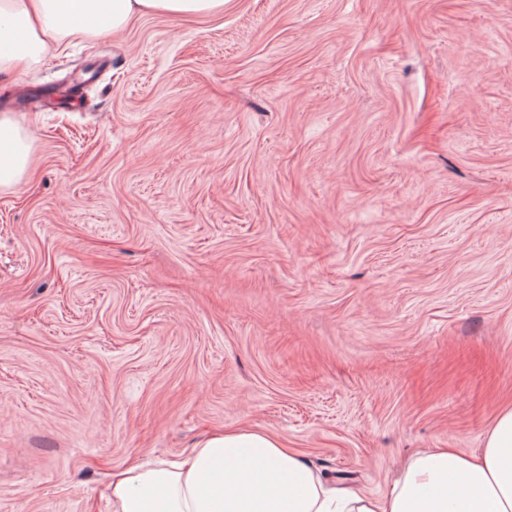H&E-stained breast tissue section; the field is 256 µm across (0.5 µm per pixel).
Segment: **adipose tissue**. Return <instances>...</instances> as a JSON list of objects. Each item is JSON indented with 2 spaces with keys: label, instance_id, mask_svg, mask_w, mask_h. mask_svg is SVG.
<instances>
[{
  "label": "adipose tissue",
  "instance_id": "obj_1",
  "mask_svg": "<svg viewBox=\"0 0 512 512\" xmlns=\"http://www.w3.org/2000/svg\"><path fill=\"white\" fill-rule=\"evenodd\" d=\"M227 0H0V83L75 37L124 31L136 18L222 16ZM32 139L0 113V191L19 189L30 169ZM112 512H512V408L499 412L483 448L418 453L392 487L375 496L328 481L273 433L230 429L174 461L115 473Z\"/></svg>",
  "mask_w": 512,
  "mask_h": 512
}]
</instances>
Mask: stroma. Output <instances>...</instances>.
I'll list each match as a JSON object with an SVG mask.
<instances>
[{
    "label": "stroma",
    "mask_w": 512,
    "mask_h": 512,
    "mask_svg": "<svg viewBox=\"0 0 512 512\" xmlns=\"http://www.w3.org/2000/svg\"><path fill=\"white\" fill-rule=\"evenodd\" d=\"M0 512L265 430L381 495L512 408V0H229L0 92ZM32 139L7 112L0 113V191H15L29 173Z\"/></svg>",
    "instance_id": "stroma-1"
}]
</instances>
